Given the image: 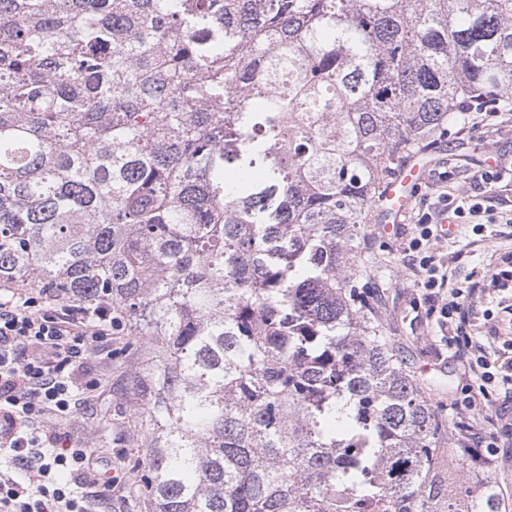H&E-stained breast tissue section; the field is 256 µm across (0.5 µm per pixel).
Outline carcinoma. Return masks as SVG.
I'll return each instance as SVG.
<instances>
[{"instance_id": "cac0c4a2", "label": "carcinoma", "mask_w": 512, "mask_h": 512, "mask_svg": "<svg viewBox=\"0 0 512 512\" xmlns=\"http://www.w3.org/2000/svg\"><path fill=\"white\" fill-rule=\"evenodd\" d=\"M512 0H0V284L112 299L152 512H502L370 322L361 225Z\"/></svg>"}]
</instances>
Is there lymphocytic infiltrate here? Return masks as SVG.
I'll list each match as a JSON object with an SVG mask.
<instances>
[{"instance_id": "1", "label": "lymphocytic infiltrate", "mask_w": 512, "mask_h": 512, "mask_svg": "<svg viewBox=\"0 0 512 512\" xmlns=\"http://www.w3.org/2000/svg\"><path fill=\"white\" fill-rule=\"evenodd\" d=\"M503 175L479 170L466 193L441 190L419 207L404 252L414 285L422 292L439 330L460 337L455 353L463 375L482 386L468 410L486 408V386L494 382L489 351L463 340L462 296L474 289L448 285V269L437 260L436 224L441 217L471 225L482 234L494 212V193ZM112 305H89L46 289L10 288L0 293V458L21 471L0 477V512H99L112 497L115 480L103 477L98 449L64 445L59 428L90 401L100 380L92 364L112 356Z\"/></svg>"}]
</instances>
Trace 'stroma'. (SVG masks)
I'll list each match as a JSON object with an SVG mask.
<instances>
[{
  "mask_svg": "<svg viewBox=\"0 0 512 512\" xmlns=\"http://www.w3.org/2000/svg\"><path fill=\"white\" fill-rule=\"evenodd\" d=\"M512 170V130L500 134L483 128L467 131L453 128L451 136L429 157L423 185L414 192L411 205L420 207L424 194L437 187L440 173H447L449 188L467 190V172L491 165ZM496 222L489 234L473 233L471 225L454 227L451 237L440 240L437 250L447 262L450 284L465 288L480 283L482 292L464 302L467 328L473 341L496 354L512 352V333L498 332L497 326L512 308V278L492 283L489 267L502 265L505 256H512V181L499 185L495 205ZM364 237L375 259L372 270L375 286L381 296L380 324L395 349L413 371L419 385L433 402L463 400L465 383L458 378L454 359L445 357V343L440 342L434 319L426 315L419 290L414 286L399 234L386 235L379 224L366 225ZM139 356L115 357L104 369V380L96 400L79 407L66 428L71 442L102 449V461L120 477L112 492L110 512H148L149 505L136 490L134 467L143 451L137 448L126 431V387ZM512 389V380L496 379L489 391L490 406L486 411L471 412L474 425L486 427L487 440L504 446L492 469L472 464L464 468L469 481L490 476L495 479L503 499L512 503V404L503 405L505 391Z\"/></svg>",
  "mask_w": 512,
  "mask_h": 512,
  "instance_id": "obj_1",
  "label": "stroma"
}]
</instances>
